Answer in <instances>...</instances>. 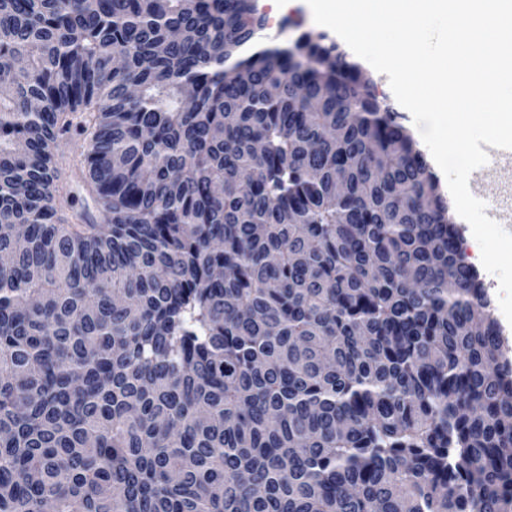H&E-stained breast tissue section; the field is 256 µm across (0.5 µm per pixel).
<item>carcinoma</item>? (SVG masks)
Listing matches in <instances>:
<instances>
[{
  "label": "carcinoma",
  "instance_id": "carcinoma-1",
  "mask_svg": "<svg viewBox=\"0 0 512 512\" xmlns=\"http://www.w3.org/2000/svg\"><path fill=\"white\" fill-rule=\"evenodd\" d=\"M254 0H0V512H512V363L401 116ZM84 136L103 221L60 215ZM57 184L69 194L71 206L63 205L65 213L94 211V204L78 175L77 167L80 165V151L84 144L82 137L71 131L64 133L57 139Z\"/></svg>",
  "mask_w": 512,
  "mask_h": 512
}]
</instances>
